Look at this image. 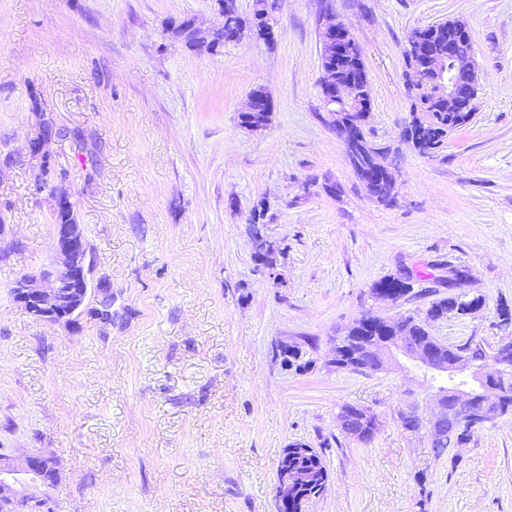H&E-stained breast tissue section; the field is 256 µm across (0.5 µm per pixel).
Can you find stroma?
I'll return each mask as SVG.
<instances>
[{
	"mask_svg": "<svg viewBox=\"0 0 512 512\" xmlns=\"http://www.w3.org/2000/svg\"><path fill=\"white\" fill-rule=\"evenodd\" d=\"M210 26L214 0H0V453L56 460L51 512H276V465L304 441L322 450L327 490L306 512H512V416L438 456L426 431L437 381L393 365L335 367V337L369 314L421 316L432 295L374 303L404 266L425 282L447 265L486 304L431 321L448 344L512 339V0H277L276 39L196 54L169 21ZM349 24L367 67L366 139L387 147L391 204L371 197L324 120L321 35ZM468 25L479 67L473 120L430 155L412 120L404 50L416 28ZM264 88L270 124L238 114ZM68 170L112 319L39 322L16 280L55 261V200L36 191L28 151L43 118ZM285 240L280 281L260 272L254 208ZM313 365L281 368L274 346ZM373 411L370 442L342 433L343 404Z\"/></svg>",
	"mask_w": 512,
	"mask_h": 512,
	"instance_id": "1",
	"label": "stroma"
}]
</instances>
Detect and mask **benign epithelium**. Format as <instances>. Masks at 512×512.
<instances>
[{
	"instance_id": "1",
	"label": "benign epithelium",
	"mask_w": 512,
	"mask_h": 512,
	"mask_svg": "<svg viewBox=\"0 0 512 512\" xmlns=\"http://www.w3.org/2000/svg\"><path fill=\"white\" fill-rule=\"evenodd\" d=\"M220 21L210 27L202 28L191 22L195 40L202 47L210 46L215 33L224 34V43H234L245 36L267 44L274 42L273 24H268L261 32H255L252 21L236 14L228 16L224 10V0H215ZM448 48L438 50L428 35H417L413 47L415 51L407 56L408 93L415 101V123H424L430 112L424 108L423 95L430 96V104L435 108L448 110V132L467 125L474 115V100L478 94L477 69L473 56V45L466 25L449 21ZM326 45L336 47L325 51L322 61V76L319 88L326 108L327 124L341 137L350 149H360L363 143V125L367 109L357 106L360 82L343 79L339 75L336 62L344 56L347 44L352 40L351 28L344 22L334 21L326 24L323 30ZM431 69L433 80L424 86L419 80L423 68ZM272 105L269 94L262 88L250 92L243 112H259ZM59 129L52 126L40 130L37 137L29 142L32 155L41 154L44 146L57 137ZM56 263L43 270L40 277L23 275L14 288L15 301L35 319L44 322H60L81 315L89 301H94V315L100 320L112 315V287L107 280L97 275L90 260V246L79 224H58L55 227ZM51 282L44 290L37 286V279ZM435 346H424L407 336H394L385 345L360 344V349L352 355V364L364 370L378 372L390 365L396 356L401 355L416 366L437 374H458L472 371V377L485 381V386L498 389L491 379H484L474 364L465 359L448 362L438 356L439 349L446 343L436 338ZM512 352V345L501 343L494 348V364L499 374L512 367L506 360ZM454 416L458 425L468 423L484 426L502 417L499 400L482 396L479 409L471 408V395L466 391L448 394L438 391L429 419V438L435 448L448 438V418ZM47 456L31 453L17 464L7 455H0V505L9 506V512H41L47 508L48 490L51 486L39 481V472ZM291 478L285 474L278 477L276 489V507L288 505L292 492L288 491Z\"/></svg>"
}]
</instances>
